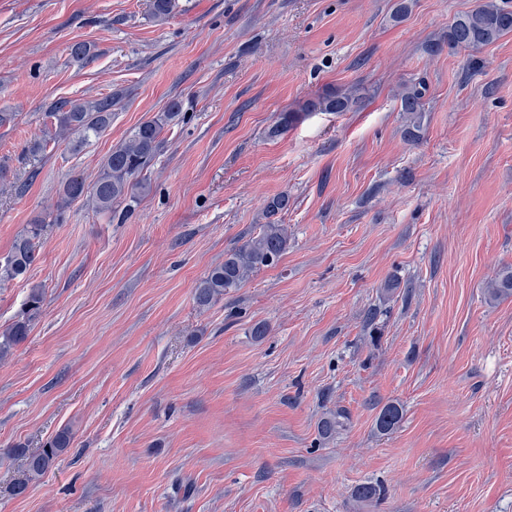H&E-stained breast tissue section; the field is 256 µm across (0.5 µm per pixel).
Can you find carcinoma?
<instances>
[{"instance_id": "obj_1", "label": "carcinoma", "mask_w": 512, "mask_h": 512, "mask_svg": "<svg viewBox=\"0 0 512 512\" xmlns=\"http://www.w3.org/2000/svg\"><path fill=\"white\" fill-rule=\"evenodd\" d=\"M512 33V9L496 0H480L472 10L456 17L448 28L447 45L450 49L479 48L490 45L502 36ZM426 86L421 81L410 80L402 84L399 93L400 111L409 122L407 133L415 135L420 129ZM362 97L357 91H343L327 88L313 99L300 105L299 109L281 114L272 129L276 134L292 124L301 113L348 112L357 107ZM116 100L105 97L95 100H68L53 108L50 117L56 120L52 140L68 142L74 150L82 148L92 138L104 134L112 124V106ZM180 116V104L173 101L163 112L140 123L130 137L114 147L105 158L98 179L88 184L81 177L65 181L61 197L56 205H64L82 199L93 211L105 213L126 200H134L138 193L149 188L137 177L155 158L162 143L161 135L170 123ZM288 195L282 194L267 201L265 210L269 221L260 231L241 245L224 253V261L212 267L194 288V300L201 309L210 307L232 289L239 288L257 271L275 265L288 247L286 228L274 216L288 209ZM47 212L36 217L26 226L24 232L14 241L10 253L0 261V282L24 278L38 258V243L52 229ZM488 299L498 300L512 296V267L503 268L491 280ZM44 302L41 286L30 289L26 302L28 312L11 326L0 332V357L24 341L29 334L31 314L37 313ZM401 420V410L394 404L384 406L377 418L380 430L388 432ZM72 434L63 429L44 448L30 452L17 448L15 452L23 457L24 478L14 486V493L23 494L29 484L39 481L53 466L56 458L70 447Z\"/></svg>"}]
</instances>
